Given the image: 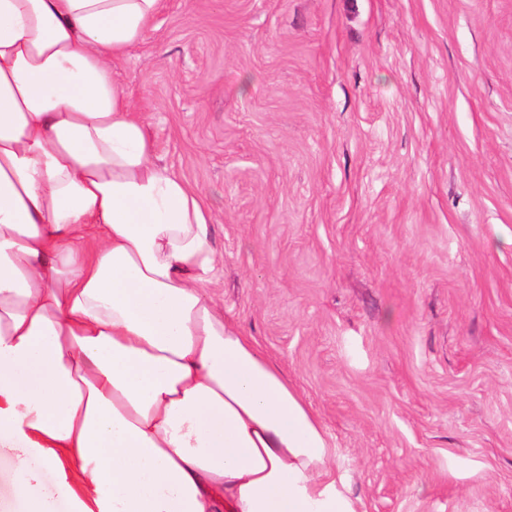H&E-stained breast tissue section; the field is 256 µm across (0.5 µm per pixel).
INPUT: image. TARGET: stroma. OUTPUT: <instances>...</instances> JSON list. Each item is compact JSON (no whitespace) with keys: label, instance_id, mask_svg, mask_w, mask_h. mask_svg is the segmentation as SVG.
Listing matches in <instances>:
<instances>
[{"label":"stroma","instance_id":"1","mask_svg":"<svg viewBox=\"0 0 512 512\" xmlns=\"http://www.w3.org/2000/svg\"><path fill=\"white\" fill-rule=\"evenodd\" d=\"M112 77L365 512H512V0H164Z\"/></svg>","mask_w":512,"mask_h":512}]
</instances>
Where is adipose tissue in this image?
I'll return each instance as SVG.
<instances>
[{
    "mask_svg": "<svg viewBox=\"0 0 512 512\" xmlns=\"http://www.w3.org/2000/svg\"><path fill=\"white\" fill-rule=\"evenodd\" d=\"M162 0H0V446L27 512H364L310 403L224 315L203 199L112 61Z\"/></svg>",
    "mask_w": 512,
    "mask_h": 512,
    "instance_id": "adipose-tissue-1",
    "label": "adipose tissue"
}]
</instances>
